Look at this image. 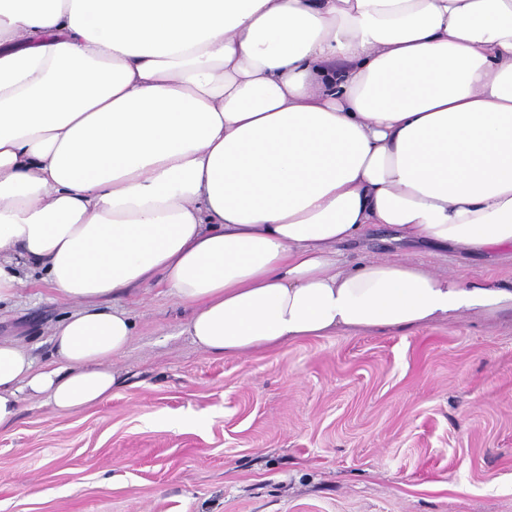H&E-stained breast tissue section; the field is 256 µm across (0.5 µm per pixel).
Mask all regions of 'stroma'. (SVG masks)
<instances>
[{"mask_svg": "<svg viewBox=\"0 0 512 512\" xmlns=\"http://www.w3.org/2000/svg\"><path fill=\"white\" fill-rule=\"evenodd\" d=\"M340 251L512 278L511 258L382 229ZM21 277L0 337L42 362L77 306ZM121 302L136 328L120 387L73 414L22 398L0 430V512H512L511 310L216 357L161 281Z\"/></svg>", "mask_w": 512, "mask_h": 512, "instance_id": "35a3bbf8", "label": "stroma"}]
</instances>
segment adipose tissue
<instances>
[{
	"label": "adipose tissue",
	"instance_id": "1",
	"mask_svg": "<svg viewBox=\"0 0 512 512\" xmlns=\"http://www.w3.org/2000/svg\"><path fill=\"white\" fill-rule=\"evenodd\" d=\"M512 250V0H0V304L21 267L78 302L22 395L102 403L162 278L201 350L512 310V280L345 261L372 226Z\"/></svg>",
	"mask_w": 512,
	"mask_h": 512
}]
</instances>
